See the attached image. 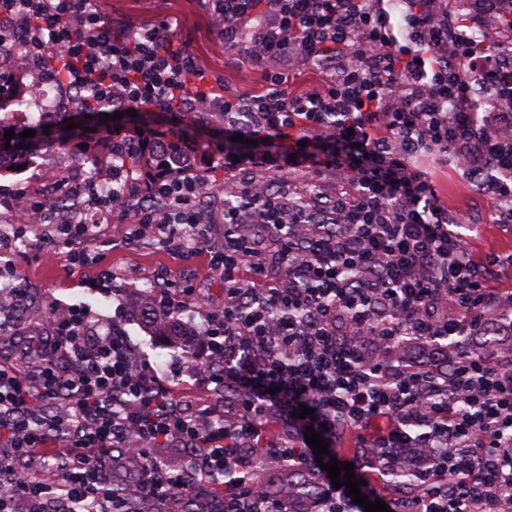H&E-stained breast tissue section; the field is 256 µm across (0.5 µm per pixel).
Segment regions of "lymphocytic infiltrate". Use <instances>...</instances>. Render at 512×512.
Listing matches in <instances>:
<instances>
[{
	"instance_id": "1",
	"label": "lymphocytic infiltrate",
	"mask_w": 512,
	"mask_h": 512,
	"mask_svg": "<svg viewBox=\"0 0 512 512\" xmlns=\"http://www.w3.org/2000/svg\"><path fill=\"white\" fill-rule=\"evenodd\" d=\"M200 0L226 51L260 69L264 86L242 96L205 72L172 20L135 28L107 16L100 0H0V19L22 18L37 56L64 61L56 84L82 93L96 119L139 106L224 116V168L235 135L270 139L283 151L266 166L298 172L303 191H271L253 180L230 191L224 239L212 242L199 206L202 179L184 172L122 199L84 189L98 220L122 211L130 234L171 250L204 249L224 278V305L204 309L202 328L183 327L198 346L187 362L204 385L235 393L232 417L192 418L159 391L158 371L134 356L120 327L96 335L88 309L49 317L37 382L0 365V512H44L64 496L79 512H138L147 500L195 494L217 475L228 481L219 512H364L336 489L305 440L306 428L358 445L361 492L391 512H504L512 504V350L478 352L490 321L512 332V293L490 286L498 260L474 262L467 236L448 217L423 157L454 163L512 223V107L480 112L474 96L508 100L512 82L492 79L512 39L492 53L470 49V31L448 0ZM322 69L320 87L288 91L297 67ZM479 74V88L463 70ZM339 189L325 204L307 192L325 172ZM284 274L267 286L270 261ZM249 278H242L241 270ZM310 415H302V408ZM279 432H271V424ZM177 442L188 453L173 469L153 454ZM122 448L138 463L135 488L114 496L96 449ZM41 458L53 482L21 462ZM318 477L314 496L267 491L261 459ZM398 470L409 494L384 493Z\"/></svg>"
}]
</instances>
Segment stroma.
<instances>
[{"mask_svg":"<svg viewBox=\"0 0 512 512\" xmlns=\"http://www.w3.org/2000/svg\"><path fill=\"white\" fill-rule=\"evenodd\" d=\"M101 7L113 18L140 26L165 17L176 18L175 42L190 43L203 68L223 76L227 85L242 93L256 92L263 85L257 67L225 52L223 41L212 31L198 0H102ZM223 127L222 116L215 113L188 130L199 146L197 168L208 172L213 194L219 200L224 197V181L228 178L223 167L214 165L213 160ZM425 167L447 199L449 214L469 225L472 259L481 261L491 254L512 253V224L495 221L494 204L487 195L471 187L457 166L443 167L429 161ZM121 224L116 216L111 223L97 225L96 236L88 241L87 248L98 257L99 264L87 269L73 264L58 225L28 226L9 256L15 280L25 288L26 297L14 313L12 328L0 332V362H19L22 335L28 334L31 326L46 324L50 304L80 305L91 309L93 323L103 330L111 326L113 319L122 318L136 354L158 368L163 386L183 411L195 414L229 407L232 392L212 390L198 385L187 374L175 372L177 351L154 336L145 311L158 282L193 286L199 289L208 307L223 306V278L213 270L207 253L171 251L149 234L128 239L120 230ZM104 269L111 270L117 285L126 288L124 300H117L109 287L100 284Z\"/></svg>","mask_w":512,"mask_h":512,"instance_id":"35a3bbf8","label":"stroma"}]
</instances>
